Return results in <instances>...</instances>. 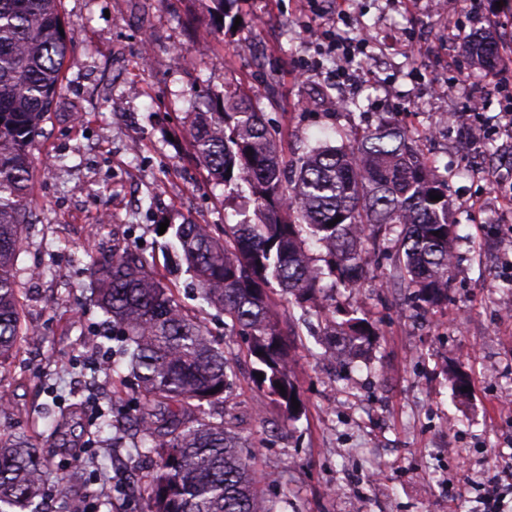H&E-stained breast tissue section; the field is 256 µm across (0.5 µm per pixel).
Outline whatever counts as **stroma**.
<instances>
[{
	"instance_id": "stroma-1",
	"label": "stroma",
	"mask_w": 512,
	"mask_h": 512,
	"mask_svg": "<svg viewBox=\"0 0 512 512\" xmlns=\"http://www.w3.org/2000/svg\"><path fill=\"white\" fill-rule=\"evenodd\" d=\"M436 2L238 0L230 31L210 0H61L74 44L32 148L33 222L18 259L33 334L0 367V433L53 447V512L74 498L88 512L103 498L111 512H146L153 460L103 417L133 392L85 291L88 268L116 245L158 255L155 226L169 215L217 232L236 223L240 199L209 180L184 136L201 96L217 108L228 90L258 101L288 158L357 142L393 116L447 176L458 233L447 304L417 311L389 255L369 260L357 290L326 300L377 329L344 363L325 355L313 326L289 322L287 300L274 295L304 405L294 423L258 388L243 342L198 298L191 274L176 278L180 305L235 364L224 418L256 452L259 473L279 475L277 512H488L491 477L512 512V321L498 317L512 308V246H498L512 236V134L500 118L512 87L498 88L467 50L489 36L497 53L512 51V0H453L444 13ZM340 32L365 50L338 56ZM347 75L361 86L354 106L324 108ZM32 268L43 277L30 278Z\"/></svg>"
}]
</instances>
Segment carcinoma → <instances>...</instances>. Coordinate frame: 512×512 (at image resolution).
I'll return each instance as SVG.
<instances>
[{
  "mask_svg": "<svg viewBox=\"0 0 512 512\" xmlns=\"http://www.w3.org/2000/svg\"><path fill=\"white\" fill-rule=\"evenodd\" d=\"M234 26L236 0H211ZM59 0H0V365L32 334L23 322L17 259L32 216L27 198L30 149L59 97L74 35ZM64 31H59V28ZM186 134L211 180L246 194L224 238L208 224L183 221L164 233L161 251L187 265L200 298L227 319L264 375L259 385L296 420L298 396L288 345L271 310L278 287L288 307L315 316L342 359L376 336L366 318L338 322L322 314L323 281L359 286L369 249L391 247L405 287L425 308L448 301L456 225L448 218V178L417 156L408 132L382 121L353 146L307 148L292 164L269 135L252 100L224 93L221 109L187 113ZM437 194L441 200L432 201ZM341 217L334 226L328 222ZM400 228L397 237L374 232ZM439 235H434V232ZM324 249L311 257L308 242ZM88 291L112 324L118 354L137 380L139 405L126 428L158 458L149 479L147 512H276L262 496L279 479L260 474L209 407L226 401L234 364L207 328L190 318L155 269L154 257L125 247L94 258ZM283 385L280 392L277 385ZM215 393H210V390ZM43 447L0 435V512H46Z\"/></svg>",
  "mask_w": 512,
  "mask_h": 512,
  "instance_id": "cac0c4a2",
  "label": "carcinoma"
}]
</instances>
